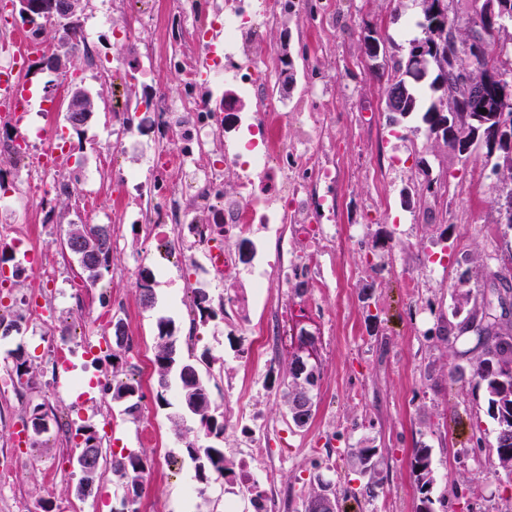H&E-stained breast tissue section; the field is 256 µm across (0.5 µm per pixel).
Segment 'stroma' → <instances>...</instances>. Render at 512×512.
<instances>
[{"instance_id":"35a3bbf8","label":"stroma","mask_w":512,"mask_h":512,"mask_svg":"<svg viewBox=\"0 0 512 512\" xmlns=\"http://www.w3.org/2000/svg\"><path fill=\"white\" fill-rule=\"evenodd\" d=\"M322 16L298 12L269 25L263 50L291 58L296 80L289 101L308 98L322 105L319 139L311 161L333 163L336 182L319 223L335 228L336 245L315 271L320 288L296 293L271 281L267 308H255L252 322L267 310H301L319 336L313 389L316 410L296 427L288 415L285 388L288 348L248 364L238 357L223 318L205 326L191 320L194 290L208 288L214 304L224 290L200 275L168 262L149 225L129 224L114 210L122 186L95 176L101 147L108 140L112 106L119 99L141 101L144 91L122 85L110 71L114 36L138 14L137 0H84L82 23L108 13L92 55L68 57L51 70L30 59L24 79L36 97L62 101L58 79L80 84L97 109L71 149L61 154L58 177L85 184L94 180L98 207L84 210L78 198L0 208V243L35 225L32 254L49 262L55 283L24 277L0 290V309L21 315V329L0 342V371H11L13 350H22L30 383L0 390V512H119L115 478L105 474L91 496L78 500L75 486L80 452L72 430L90 424L99 432L106 457L131 450L153 466L146 477L139 512H224V482L200 490L194 464L183 454V438L195 423L182 409L179 382L171 380L166 404L155 399L158 372L157 321L168 317L179 330L183 358L199 361L215 405L224 409V445H238L235 407L225 406L227 376L251 387L250 406L270 428L268 446L277 460L274 483L293 491L289 512L311 490L310 480L331 481L341 512H417L420 505L414 450L430 451L434 512H512V475L496 471L490 449L496 424L487 413L484 389L472 373L476 359L467 339L445 340L443 325L468 314L462 294L474 299L491 291V273L512 263V227L499 221L495 201L512 191L496 168L499 155L475 142L461 156L430 135L419 115L390 120L386 82L377 79L421 36L417 0H323ZM178 0H161V31L143 39L161 56L190 51L189 41L172 38ZM376 30L384 42L379 58L367 56L363 36ZM112 229V267L82 299L71 296V281H82L76 260L60 244L76 221ZM154 275L153 302L137 287L141 269ZM42 293L56 314L51 326L29 315L27 301ZM121 300L129 345L116 347L112 326L92 320L104 300ZM67 340L71 367L53 362V349ZM138 368L143 396L138 417L125 414L104 387L120 379L110 353ZM44 404L48 429L24 434L22 425L35 404ZM376 449L377 485L352 466L348 450Z\"/></svg>"}]
</instances>
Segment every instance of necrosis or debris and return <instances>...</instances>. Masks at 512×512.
Here are the masks:
<instances>
[{
	"label": "necrosis or debris",
	"mask_w": 512,
	"mask_h": 512,
	"mask_svg": "<svg viewBox=\"0 0 512 512\" xmlns=\"http://www.w3.org/2000/svg\"><path fill=\"white\" fill-rule=\"evenodd\" d=\"M306 0H182L183 22L174 26V39H189L191 52L157 57L145 50L130 57L129 47L142 43L143 28L156 21L145 13L114 45L112 74L127 82H147L155 72L174 71L180 80L177 96L161 87L143 100L152 113L155 132L165 140L162 151L151 152L142 169L125 170L121 156L141 147L146 134L131 107L115 109L111 141L103 148L100 165L125 191L121 209L147 203L145 221L156 230L173 226L187 230V240L174 244L173 256L224 288V306L244 321L249 306L266 294L267 269L275 267L281 282L313 270L323 249L334 239L332 230L319 228L317 247L307 257L287 260L283 251L267 255L261 243L278 239L282 224L305 225L317 186H331L336 170L315 167L308 151L318 145L317 119L305 101L288 103L276 89L273 74L278 59L262 54L268 26L301 10ZM39 123H9V138H0V154L9 160L8 181H0V203L24 198L47 202L56 194L57 179L44 160L47 146L68 148L65 138L52 134L44 106H35ZM293 125L294 138L283 135ZM200 155L213 156L204 173L191 170ZM181 172L172 180V172ZM235 174L238 193L225 190L227 174ZM250 205H243L242 197ZM223 250H216V242ZM247 390L226 391L225 404L241 409L244 447L235 471L237 492L225 500L224 512H275L286 490L265 486L262 473L275 461L255 413L247 412Z\"/></svg>",
	"instance_id": "necrosis-or-debris-1"
}]
</instances>
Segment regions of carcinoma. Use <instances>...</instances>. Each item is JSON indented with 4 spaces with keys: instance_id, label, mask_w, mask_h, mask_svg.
<instances>
[{
    "instance_id": "cac0c4a2",
    "label": "carcinoma",
    "mask_w": 512,
    "mask_h": 512,
    "mask_svg": "<svg viewBox=\"0 0 512 512\" xmlns=\"http://www.w3.org/2000/svg\"><path fill=\"white\" fill-rule=\"evenodd\" d=\"M445 22L448 32L454 35L460 55L470 61L471 80H481L482 69L488 65L493 66L502 76L512 79V61L502 59V49L487 39L477 49L470 44V24L454 15H447ZM81 23L59 31L58 43L65 52L80 50ZM408 62L398 60L393 67V73L388 75L387 93L398 92L397 106L399 115L407 117L419 110L418 88L420 83L405 81L404 73ZM431 77L429 88L443 95L445 88L457 83L459 75L451 62L447 59H435L433 69L428 73ZM83 107L77 112H67L64 120L70 132L80 134L92 114L96 110L95 100L86 90H81ZM486 113L472 111L473 98L470 95H460L454 102L448 104V111H437V101H432L422 114V122L431 135L437 134L436 128L441 124H450L457 127L459 133L467 139L477 140L485 138L496 125V113L506 110L512 115V102L501 105L493 98L485 100ZM66 247L72 254L86 276V281L95 284L103 275L110 271L112 266V233L108 224H87L83 221L71 224ZM492 293L489 298L482 299L481 303L473 305V309L482 310L486 315V322L474 328L467 326L457 330H448L446 337L458 338L471 332L474 335L476 346L481 348V355L476 359L473 373L485 389L487 411L496 422V463L497 467L512 473V456H502V449L512 448V378L504 374L512 371V321H499L495 316V304L512 305V280L505 281L498 274H493ZM195 313L193 322L205 326L216 318L217 313L212 306L209 292L204 288L195 289ZM158 344L155 355V364L159 374L160 391L156 400L160 404L167 403L165 392L168 388V375L175 373L180 383V399L186 413L195 418L199 428L194 438L184 443L183 453L194 463L197 480L208 486L224 477H229V484H234L231 475L232 468L228 467V460L221 446L224 435V422L217 417L218 407L213 405L207 390V384L200 374L197 365L191 359L183 358L177 347L179 340L178 329L175 322L167 317L157 321ZM315 385V373L300 374L296 360L290 362V375L287 383L288 413L297 427L305 426L312 416L315 407L311 387ZM112 393V400L126 403L125 413L136 415L141 408L143 396L139 395V383L133 378L120 381L112 387L106 388ZM75 436L80 438L85 464L79 466L82 473L77 495H89L95 483L102 479L100 470L101 438L97 430L91 425H81L75 429ZM374 448H351L349 456L353 466L361 473L374 480L376 469ZM414 472L420 484V491L424 492L430 485V456L429 449L421 447L416 449L414 455ZM151 464L149 459L138 452L130 451L120 459L112 462V472L118 478L121 491H132L141 496L144 480L149 473ZM330 496L334 502H339L336 487L330 482L316 477V487L302 501V512H323L319 505L325 497Z\"/></svg>"
}]
</instances>
